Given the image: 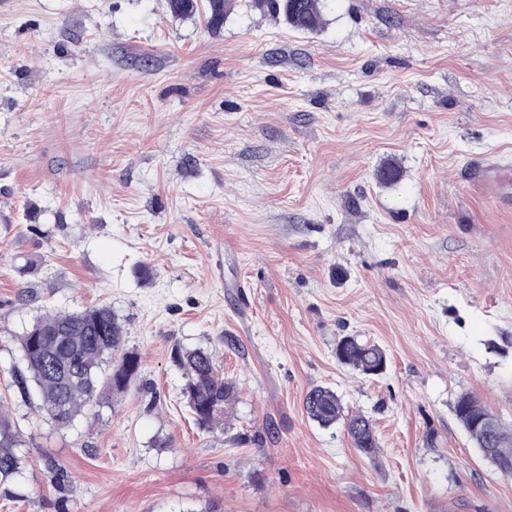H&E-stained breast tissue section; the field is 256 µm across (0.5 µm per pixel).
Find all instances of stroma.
<instances>
[{"label":"stroma","mask_w":512,"mask_h":512,"mask_svg":"<svg viewBox=\"0 0 512 512\" xmlns=\"http://www.w3.org/2000/svg\"><path fill=\"white\" fill-rule=\"evenodd\" d=\"M210 14L0 0V403L25 456L0 512H512L453 412L512 426V206L466 174L512 162V0H326L313 33ZM99 304L139 370L56 427L16 337ZM344 336L383 374L340 364ZM176 345L238 384L226 433L187 415ZM316 385L377 459L306 416ZM336 358L365 376H377L386 368V354L379 346L359 341L354 336L341 337L336 343ZM345 428L355 448L374 459L378 452V440L371 419L364 414H347Z\"/></svg>","instance_id":"1"}]
</instances>
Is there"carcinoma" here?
Listing matches in <instances>:
<instances>
[{
  "label": "carcinoma",
  "mask_w": 512,
  "mask_h": 512,
  "mask_svg": "<svg viewBox=\"0 0 512 512\" xmlns=\"http://www.w3.org/2000/svg\"><path fill=\"white\" fill-rule=\"evenodd\" d=\"M256 10L276 16L289 26L315 32L324 24L323 0H249ZM172 14L190 16L196 0H168ZM26 372L15 376L19 391L28 392V382L36 385L41 409L59 427H67L95 403L103 388L126 389L139 369L137 355L125 349L124 328L112 308L95 305L80 311L45 314L18 337ZM337 360L365 376H377L386 368V354L379 346L343 336L336 343ZM173 362L182 371L183 406L196 428L204 433L224 430V418L238 399L236 382L224 378L215 353L209 349L174 348ZM308 418L329 427L339 420L355 448L370 458L378 452V440L371 419L358 413L344 416L340 396L330 387H311L303 399ZM454 413L482 458L499 472L512 474V457L506 460L489 455V449H512V433L499 420L489 429L475 426L476 418L493 412L470 395L461 396ZM19 432L9 415L0 408V483L21 471L23 456Z\"/></svg>",
  "instance_id": "1"
}]
</instances>
